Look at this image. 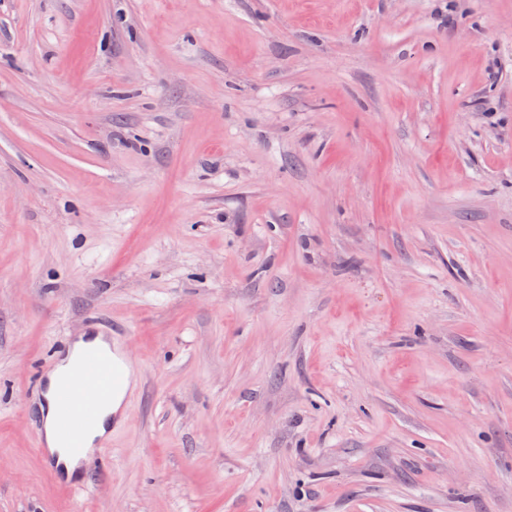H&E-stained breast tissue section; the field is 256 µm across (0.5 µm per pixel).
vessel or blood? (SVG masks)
Masks as SVG:
<instances>
[{
	"mask_svg": "<svg viewBox=\"0 0 512 512\" xmlns=\"http://www.w3.org/2000/svg\"><path fill=\"white\" fill-rule=\"evenodd\" d=\"M127 378L123 359L110 349L89 344L75 354L52 391L57 412L55 435L68 455L77 458L83 454L99 410L111 401Z\"/></svg>",
	"mask_w": 512,
	"mask_h": 512,
	"instance_id": "b4317fda",
	"label": "vessel or blood"
}]
</instances>
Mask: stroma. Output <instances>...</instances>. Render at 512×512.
I'll list each match as a JSON object with an SVG mask.
<instances>
[{"label":"stroma","mask_w":512,"mask_h":512,"mask_svg":"<svg viewBox=\"0 0 512 512\" xmlns=\"http://www.w3.org/2000/svg\"><path fill=\"white\" fill-rule=\"evenodd\" d=\"M0 512H512V0H0ZM88 338V339H87ZM89 340L99 344H88ZM110 341L104 336H80L72 343L74 356L63 377L55 380L66 369L70 357H64L47 379L46 400L42 403L44 416V435L46 452L54 459L68 476L80 471L81 460L92 451V446L103 438L112 426L113 416L118 415L128 395V384L114 396L125 384L128 374L123 359L116 356ZM101 345V346H100ZM103 346V347H102ZM106 347V348H104ZM55 385V386H54ZM54 386V388H53ZM55 406V433L52 426L54 407L50 400V391ZM114 396V397H113ZM113 397V399H112ZM112 403L104 411L95 431L88 437L89 430L98 419L99 410ZM60 412H64L61 415ZM56 435V438H55ZM82 458H79L86 448ZM57 442L67 449V456Z\"/></svg>","instance_id":"stroma-1"}]
</instances>
